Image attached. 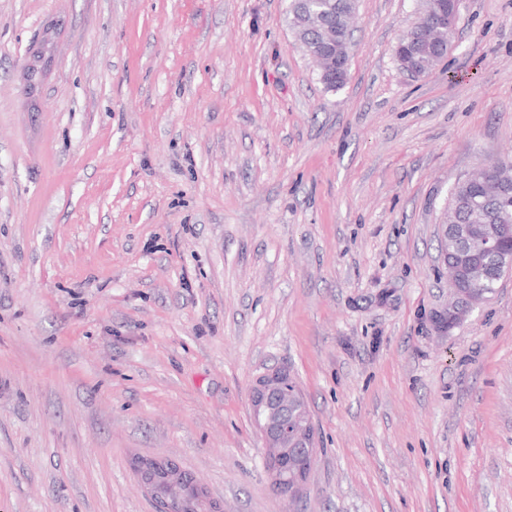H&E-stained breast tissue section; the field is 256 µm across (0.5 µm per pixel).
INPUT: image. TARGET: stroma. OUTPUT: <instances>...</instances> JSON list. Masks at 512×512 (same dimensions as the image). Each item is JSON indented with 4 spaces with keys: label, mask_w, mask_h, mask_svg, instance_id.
<instances>
[{
    "label": "stroma",
    "mask_w": 512,
    "mask_h": 512,
    "mask_svg": "<svg viewBox=\"0 0 512 512\" xmlns=\"http://www.w3.org/2000/svg\"><path fill=\"white\" fill-rule=\"evenodd\" d=\"M356 0L326 89L288 0H0V512H154L136 456L222 512H512V274L441 334L451 188L512 158V0ZM319 436L276 491L253 380ZM438 8L432 12L427 19L426 16L435 8L437 1H420L419 21H424L420 25L415 24L399 39L395 47V57L400 63L402 69L407 73L418 76L412 67V58L414 54L419 53L428 44L427 32L430 28L452 30L457 6L459 0H439ZM452 42V33L437 34L429 43L430 46L423 50L415 59V67L422 73L431 72L446 56L448 47Z\"/></svg>",
    "instance_id": "35a3bbf8"
}]
</instances>
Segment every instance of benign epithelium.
I'll return each instance as SVG.
<instances>
[{
	"instance_id": "7a95c632",
	"label": "benign epithelium",
	"mask_w": 512,
	"mask_h": 512,
	"mask_svg": "<svg viewBox=\"0 0 512 512\" xmlns=\"http://www.w3.org/2000/svg\"><path fill=\"white\" fill-rule=\"evenodd\" d=\"M459 0H440L438 8L420 25L412 26L398 41L395 57L402 69L417 75L412 67L414 54L428 44L431 28L452 29ZM312 56L320 61V78H336V29L325 27L323 42L314 48ZM499 232L483 235L479 251L496 261L504 272L512 271V257L497 251ZM474 241L472 227L455 224L448 253L453 254ZM488 296L472 288L449 289L448 300L428 316V321L441 333L464 322L475 310L487 303ZM292 375L276 370L258 376L252 386L250 403L255 423L262 439L266 464L273 487L291 495L297 494L310 469L309 453L317 446V433L309 410L299 407L304 397L299 385L288 389ZM140 486L151 498L155 512H169V503L176 499L185 512H219L203 486L179 465L155 458H140L135 463Z\"/></svg>"
}]
</instances>
